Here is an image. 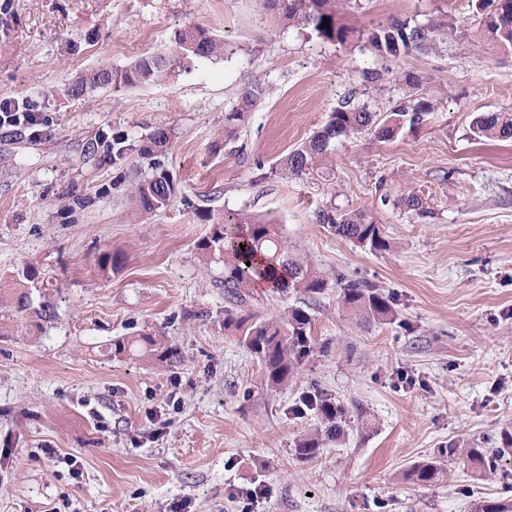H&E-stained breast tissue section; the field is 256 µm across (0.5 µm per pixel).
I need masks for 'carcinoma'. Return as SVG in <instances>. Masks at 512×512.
<instances>
[{
  "label": "carcinoma",
  "mask_w": 512,
  "mask_h": 512,
  "mask_svg": "<svg viewBox=\"0 0 512 512\" xmlns=\"http://www.w3.org/2000/svg\"><path fill=\"white\" fill-rule=\"evenodd\" d=\"M263 9L273 10L278 20L290 28L310 30L331 42L344 43L351 29L338 20L337 4L340 0H261ZM487 15L480 17L476 33L493 47L512 50V36H502L501 26L512 25V0H486ZM328 22H323V19ZM452 31L445 16L425 24L406 19L387 26L380 25L367 34L368 43L378 52L398 57L412 50L428 51L444 34ZM173 51L143 56L133 64L120 69L107 67L90 71L71 84L69 92L80 96L90 89L106 86L135 87L157 82L168 77L176 68L188 66L196 60H211L224 55V42L214 38L200 27H185L173 36ZM409 88L405 101L390 109L386 116L366 106H342L331 113L330 120L309 139L288 152L279 163L282 175L299 176L324 163L331 153L332 143L341 137L370 133L380 140H388L404 125L418 126L424 117L435 110L436 103L420 92L417 77L405 75ZM266 94L263 83L255 81L240 94L238 103L224 116V138L236 136L239 126L246 121ZM474 127L479 136L489 140L512 139V113L489 112L475 118ZM170 142L169 133L157 129L149 137L148 151H165ZM177 191L173 177L160 171L151 179L137 185L135 195L141 212L150 214L165 208ZM396 204L408 211L425 213L423 199L414 192L402 195ZM317 222L328 225L344 241L357 242L372 251H385L388 242L383 231L367 209L337 213L321 210ZM210 236L197 244L201 259L224 265V291L231 307L224 310V332L255 354L263 368L268 387L278 389L300 367L312 348L311 317L301 308H289L283 316L260 319L251 312L253 288L259 282L276 280L279 292L301 291L309 295L322 294L330 283L320 270L293 252L275 233L273 222L262 215H228L213 221ZM36 272L25 267L13 276L10 287H0V296L9 298L19 312L32 309V283ZM340 302L356 324L384 323L395 319L394 300L368 282L348 281L340 284ZM140 342L146 354L159 362L176 358V351L153 336L140 339L117 340L112 343L115 353H124ZM318 410L323 422L321 434L297 441L295 454L301 460H310L319 452L323 439H340L349 428L350 418L345 408L330 399H322ZM507 449L498 448L489 453L484 448H442L439 455L462 456L477 476L497 468V459ZM443 477L438 461L428 458L414 464L404 474V480L419 486H428ZM473 512H512V494L493 500L474 503Z\"/></svg>",
  "instance_id": "obj_1"
}]
</instances>
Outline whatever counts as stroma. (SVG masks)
Here are the masks:
<instances>
[{"label":"stroma","instance_id":"stroma-1","mask_svg":"<svg viewBox=\"0 0 512 512\" xmlns=\"http://www.w3.org/2000/svg\"><path fill=\"white\" fill-rule=\"evenodd\" d=\"M441 14L454 32L422 53L385 58L360 37ZM475 15L476 0H348L340 20L356 34L338 44L255 0H0V100L36 118L0 125V279L35 267L56 311L45 322L0 306V512H471L512 486L509 455L482 477L457 459L436 484L402 478L438 449L512 436V140L473 129L482 113L512 112V51L476 37ZM189 25L223 39V58L68 94L91 69L170 52ZM371 70L381 81H364ZM408 73L436 102L422 125L337 140L318 169L280 175L344 102L397 105ZM257 80L262 104L225 140V114ZM159 128L168 150L141 152ZM162 170L177 193L139 216L135 187ZM409 191L426 214L380 202ZM331 207L371 210L388 249L337 238L315 220ZM228 213L273 216L329 279L393 295L396 319L356 325L336 287L255 290L263 318H312V353L269 390L224 333L222 264L195 247L209 216ZM148 333L176 349L173 363L113 354L114 340ZM313 395L353 423L303 461L296 442L320 425L304 405ZM255 486L268 495L247 503Z\"/></svg>","mask_w":512,"mask_h":512}]
</instances>
